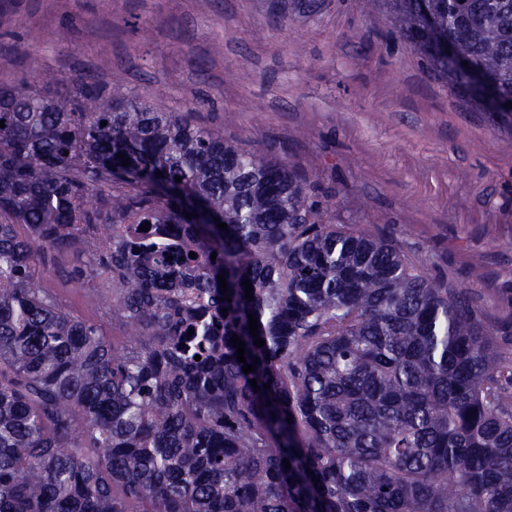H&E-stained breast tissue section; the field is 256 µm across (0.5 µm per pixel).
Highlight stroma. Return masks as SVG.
<instances>
[{"label":"stroma","instance_id":"obj_1","mask_svg":"<svg viewBox=\"0 0 512 512\" xmlns=\"http://www.w3.org/2000/svg\"><path fill=\"white\" fill-rule=\"evenodd\" d=\"M95 75L105 100L193 113L288 160L333 222L378 232L479 295L512 349V115L435 75L363 0H0V88ZM84 246L43 254L41 284L117 341L106 295L76 288Z\"/></svg>","mask_w":512,"mask_h":512}]
</instances>
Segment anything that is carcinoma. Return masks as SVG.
<instances>
[{
	"instance_id": "obj_1",
	"label": "carcinoma",
	"mask_w": 512,
	"mask_h": 512,
	"mask_svg": "<svg viewBox=\"0 0 512 512\" xmlns=\"http://www.w3.org/2000/svg\"><path fill=\"white\" fill-rule=\"evenodd\" d=\"M366 4L441 75L443 32L507 111L512 0ZM39 82L0 90V512H512V358L474 303L288 161ZM92 231L71 280L112 292L121 346L35 277Z\"/></svg>"
}]
</instances>
